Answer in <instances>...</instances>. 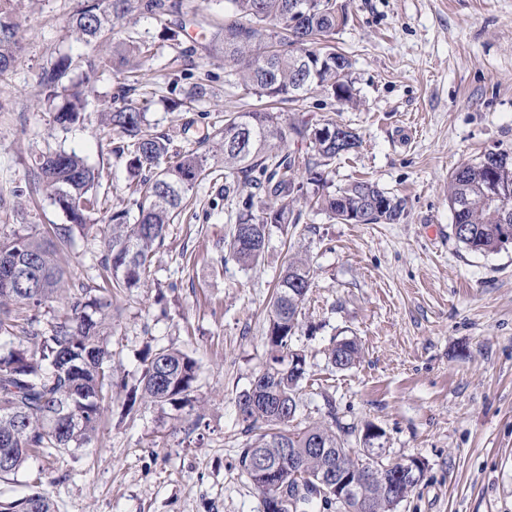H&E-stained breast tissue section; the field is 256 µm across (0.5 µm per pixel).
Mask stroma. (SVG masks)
Here are the masks:
<instances>
[{
  "mask_svg": "<svg viewBox=\"0 0 512 512\" xmlns=\"http://www.w3.org/2000/svg\"><path fill=\"white\" fill-rule=\"evenodd\" d=\"M188 34L166 39L170 16L137 15L112 38L151 45L143 78L107 65L85 79L87 54L70 26L75 0H16L21 50L0 77V238L41 233L67 217L31 177L34 156L64 148L102 174L112 210L131 208L127 171L114 136L98 125L120 88L146 110L174 148L200 138L225 114L256 108L230 87V72L200 29L224 23L222 0H187ZM349 22L330 45L346 54L361 106L318 90L280 104L284 125L331 120L362 145L337 158L338 187L369 179L405 200L398 224H340L303 210L299 224L270 232L265 254L242 267L224 247L230 205L210 182L166 229L140 288L112 300L108 340L113 388L95 438L72 453L30 458L0 495L24 493L40 474L54 512H262V496L238 458L250 437L237 398L265 359L268 302L295 254L315 270L306 320L295 337L308 353L304 416L363 433L380 428L390 457L424 460L423 480L397 512H512V247L483 256L452 235L448 175L490 150L512 151V0H339ZM64 55L71 80H88L83 123L61 130L39 104L40 79ZM206 84L204 102L175 112ZM100 233L77 237L61 255L65 296L99 285ZM356 337V367L333 368L324 350ZM177 347L198 365L197 402H139L145 347Z\"/></svg>",
  "mask_w": 512,
  "mask_h": 512,
  "instance_id": "stroma-1",
  "label": "stroma"
}]
</instances>
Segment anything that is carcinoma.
Segmentation results:
<instances>
[{"label":"carcinoma","mask_w":512,"mask_h":512,"mask_svg":"<svg viewBox=\"0 0 512 512\" xmlns=\"http://www.w3.org/2000/svg\"><path fill=\"white\" fill-rule=\"evenodd\" d=\"M15 0H0V73L14 63L20 49L15 22ZM222 38L224 63L233 67L240 85L260 99L297 101L314 87L331 92L348 103L357 99L345 80L349 58L322 44L336 28L347 23L345 8L337 0H226ZM172 5L168 0H77L70 24L87 44L97 42L115 24L133 13L161 15ZM143 41L122 42L112 54L128 65L148 55ZM70 59L60 58L41 77L43 102L55 112L61 129L80 122L85 112L86 86L64 83ZM102 126L112 129L120 141L112 152L125 159L127 188L134 197L138 216L112 212L100 228L102 251L98 267L103 284L82 288L67 301L65 316L49 322L29 337L33 348L0 352V449L14 448L0 467L6 482L26 465L32 453L48 458L58 452L83 447L96 434L105 399L104 388L113 385L112 351L108 349L106 295L132 292L139 287L152 257L163 244L166 229L183 210L194 189L204 180L224 179V199L234 206L235 220L227 243L230 256L244 267L262 257L273 225L297 224L301 212L290 200L307 197L310 206L329 219L344 224H397L404 216V201L369 180H355L332 193H323L325 167L354 151L360 136L347 128L336 142L333 121L321 126L293 124L295 137L310 140L314 154L305 164L313 195L303 192L293 173L299 165L285 153L281 113L269 108L232 112L224 126L204 134L196 145L170 151L171 142L146 127L145 112L128 103L107 106L99 114ZM221 155L224 175L208 167L211 154ZM167 160L160 167L161 160ZM32 174L54 203L67 211L83 204L81 214L58 225L51 235L25 229L0 241V265L33 270L36 287L5 291L0 286V338L40 324L37 312L63 287L61 251L75 237L86 235L98 222L106 199L100 195V173L83 157L57 149L34 158ZM257 192L243 195L239 184ZM448 206L452 234L471 252L493 254L508 242L500 238L499 213L512 211V151L499 150L460 164L448 176ZM314 284V269L306 256L288 260L269 302L265 334L267 360L249 389L238 397V408L252 441L242 449L239 463L253 486L262 494L263 512H282L274 498L278 489L292 492L299 483H315L328 463L346 467L353 493L339 504L324 500L338 512H362L359 497L370 501V512H396L399 502L377 482L364 480V449L354 450L352 432L338 424L297 425L304 409L302 384L307 369H288V355L296 351L305 304ZM333 367L348 370L360 359V346L342 338L327 349ZM197 364L176 348L147 349L141 358L140 398L151 404L177 406L194 397ZM259 459L264 466L254 463ZM0 512H52L41 483L19 497L0 499Z\"/></svg>","instance_id":"cac0c4a2"}]
</instances>
